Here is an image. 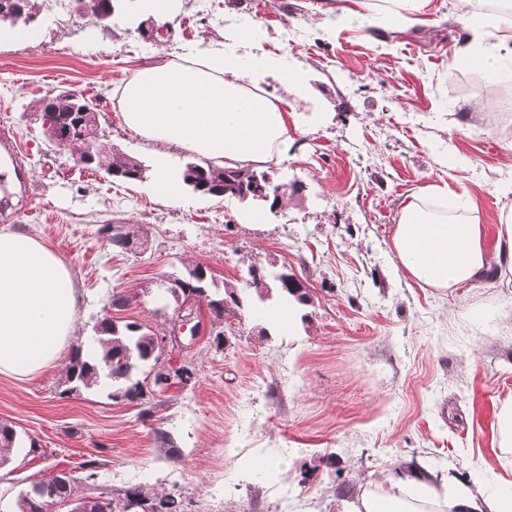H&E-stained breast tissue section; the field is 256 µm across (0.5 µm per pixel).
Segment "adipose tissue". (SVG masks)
Segmentation results:
<instances>
[{"label":"adipose tissue","instance_id":"ef3b65f1","mask_svg":"<svg viewBox=\"0 0 512 512\" xmlns=\"http://www.w3.org/2000/svg\"><path fill=\"white\" fill-rule=\"evenodd\" d=\"M428 0H351L340 19L365 26L396 27L420 15ZM458 23L466 36L453 56L457 65L495 74L512 60V35L493 23L487 0H459ZM284 67L266 55L192 49L180 61L156 60L122 90L126 126L160 145H177L233 166L288 158L296 137L288 114L259 89ZM289 74V73H286ZM299 82L300 72L289 74ZM397 269L425 288L453 290L490 282L493 268L512 271V209L503 213L495 246L474 202L449 201L447 187L427 186L402 207L392 238ZM80 294L73 271L44 240L0 226V375L20 380L58 364L76 332ZM504 472L489 495L461 490L439 494L404 469L362 493L357 512H512V400L496 415Z\"/></svg>","mask_w":512,"mask_h":512}]
</instances>
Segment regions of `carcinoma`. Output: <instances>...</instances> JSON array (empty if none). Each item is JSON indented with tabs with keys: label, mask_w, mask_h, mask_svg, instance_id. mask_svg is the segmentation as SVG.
Returning <instances> with one entry per match:
<instances>
[{
	"label": "carcinoma",
	"mask_w": 512,
	"mask_h": 512,
	"mask_svg": "<svg viewBox=\"0 0 512 512\" xmlns=\"http://www.w3.org/2000/svg\"><path fill=\"white\" fill-rule=\"evenodd\" d=\"M39 11L36 0H0V21L13 28H23L33 21ZM52 111L42 113V119L50 122V130L62 128L60 139L56 146L71 151L72 157H81L88 149V144L76 132L79 125L92 127L99 120V114L77 111V103L65 96H57L51 104ZM105 135H100L95 148L101 156L102 166L108 175L115 176L119 182L144 181L145 167L142 162L124 152L114 149L103 142ZM192 165L197 173L192 175L188 166H183L180 177L185 186L201 196H229L242 201L254 203L264 212H274L288 202V194L298 193L297 186L272 183L266 184L270 176L266 172H257L248 167L219 166L212 161L200 158ZM259 181L266 186V193L272 200L265 201L264 196L250 192L251 185ZM137 224H105L100 232L112 246L125 250L130 243H141L144 236L138 234ZM199 295V302L206 303L212 315L211 323H224V298H213L208 294L204 282H199L189 290L173 291L175 301L186 302ZM99 334V349L90 355H83L82 349H77L63 368L66 382L75 383L85 388L99 385L104 380L112 382L115 387L113 395L128 396L136 392L144 381L137 378L140 367L160 358V350L154 344L155 332H142L131 329V324L123 326L112 318L103 317L96 326ZM16 432L8 426H0V464L7 461V455L2 453L6 448L16 444ZM98 463L86 460L79 465L82 477H70L61 481L57 476L42 479L31 485V489L20 494L18 498L19 512H33L32 502L38 499V490L55 491L63 498L71 499L80 505L84 512H112V503L100 501L94 493L78 494L79 484L91 488L97 478ZM131 498L146 505L150 512H185L186 505L180 497L168 492H160L146 485L136 484L125 489H112V498Z\"/></svg>",
	"instance_id": "carcinoma-1"
}]
</instances>
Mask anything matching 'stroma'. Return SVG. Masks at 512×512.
I'll return each mask as SVG.
<instances>
[{
    "instance_id": "1",
    "label": "stroma",
    "mask_w": 512,
    "mask_h": 512,
    "mask_svg": "<svg viewBox=\"0 0 512 512\" xmlns=\"http://www.w3.org/2000/svg\"><path fill=\"white\" fill-rule=\"evenodd\" d=\"M112 2L99 23L71 0H39L23 39L0 41V116L13 144L0 226L37 234L75 273L84 303L66 353L90 352L107 314L163 329L176 308L165 276L197 265L216 298L255 263L292 269L310 300L283 330L243 289L224 318L226 344L185 351L195 379L135 402L113 399L107 383L67 390L58 365L24 382L0 375V423L18 444L0 465V512H18L32 482L88 459L100 463L99 484L177 491L191 512H355L364 489L409 466L437 483L477 475L492 493L495 416L512 399V296L421 287L391 251L400 208L428 185L469 194L491 240L512 206L491 191L512 176V114L489 110L501 88H474L482 69L452 65L456 0H430L422 22L394 29L338 23L349 0H215L206 18L176 0L162 22ZM255 19L268 32L262 51L306 73L303 98L281 78L263 82L305 132L290 158L255 166L298 194L258 224L252 203L235 198L186 188L182 204L157 201L146 182L160 161L176 174L193 154L126 127L122 88L149 58L224 48ZM60 88L96 100L108 143L143 161L146 181L113 184L48 145L26 114ZM452 162L464 166L454 180ZM106 224L145 225L147 252L113 249ZM116 294L126 305L109 309ZM257 452L276 472L252 476L245 462Z\"/></svg>"
}]
</instances>
